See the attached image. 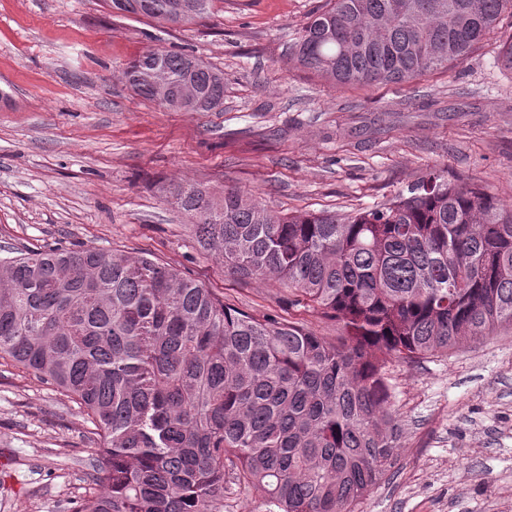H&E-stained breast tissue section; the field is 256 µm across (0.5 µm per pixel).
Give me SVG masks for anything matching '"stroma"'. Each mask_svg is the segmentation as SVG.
Masks as SVG:
<instances>
[{"mask_svg":"<svg viewBox=\"0 0 512 512\" xmlns=\"http://www.w3.org/2000/svg\"><path fill=\"white\" fill-rule=\"evenodd\" d=\"M323 2L213 0L170 27L103 0H0V245L145 252L247 312L337 336L283 306L277 283L225 277L163 184L344 213L445 170L512 202V70L497 61L512 23L420 81L337 88L288 53ZM157 49L221 70L223 107L172 112L135 95L122 72ZM390 372L400 454L356 512H512V333ZM86 433L70 397L0 363V512H72L93 489Z\"/></svg>","mask_w":512,"mask_h":512,"instance_id":"obj_1","label":"stroma"}]
</instances>
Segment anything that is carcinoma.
I'll list each match as a JSON object with an SVG mask.
<instances>
[{"instance_id": "cac0c4a2", "label": "carcinoma", "mask_w": 512, "mask_h": 512, "mask_svg": "<svg viewBox=\"0 0 512 512\" xmlns=\"http://www.w3.org/2000/svg\"><path fill=\"white\" fill-rule=\"evenodd\" d=\"M212 0H105L167 24ZM512 0H325L288 51L324 82L411 83L465 61ZM175 112H211L223 73L148 51L122 73ZM190 84L196 99L174 105ZM200 251L288 303L336 321L330 340L221 300L145 253L9 248L0 258V359L79 405L102 487L73 512H355L397 460L389 364L512 332V204L445 171L357 212L282 214L237 190L169 186Z\"/></svg>"}]
</instances>
